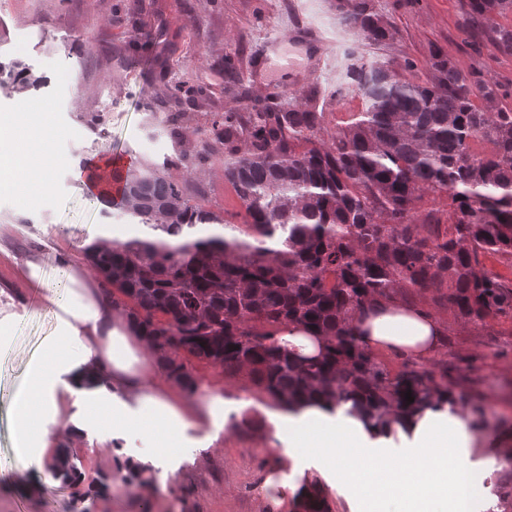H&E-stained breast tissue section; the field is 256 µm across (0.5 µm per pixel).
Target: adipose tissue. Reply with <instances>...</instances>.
Wrapping results in <instances>:
<instances>
[{
  "mask_svg": "<svg viewBox=\"0 0 512 512\" xmlns=\"http://www.w3.org/2000/svg\"><path fill=\"white\" fill-rule=\"evenodd\" d=\"M48 118L33 98L0 114V186L26 199L45 201L53 192L48 163L35 152L51 132ZM47 264L42 257L26 260L16 291L24 299L30 288H40L54 327L14 392L10 468L21 472L31 462L54 459L60 443L99 428L116 442L135 434L150 439L152 453L117 465L123 473L148 470L156 458L181 459L198 433L223 425V398L188 401L145 338L113 310L98 279L64 261L49 288ZM444 334L434 315L396 301L377 303L355 330L373 351L419 360L434 355ZM468 410L465 402L438 404L405 424L375 429L350 404L312 402L272 413L269 422L283 456L295 465L313 463L311 480L342 486L353 512H470L473 488L512 460V446L475 456L485 434Z\"/></svg>",
  "mask_w": 512,
  "mask_h": 512,
  "instance_id": "1",
  "label": "adipose tissue"
}]
</instances>
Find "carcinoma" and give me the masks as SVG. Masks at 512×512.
Returning <instances> with one entry per match:
<instances>
[{
	"label": "carcinoma",
	"mask_w": 512,
	"mask_h": 512,
	"mask_svg": "<svg viewBox=\"0 0 512 512\" xmlns=\"http://www.w3.org/2000/svg\"><path fill=\"white\" fill-rule=\"evenodd\" d=\"M470 26L512 53V0H468ZM370 43L391 31L368 0L344 18ZM341 99L364 109L325 137L312 99L288 110L269 105L212 122V135L182 174L169 163L128 171L121 210L146 232L98 242L87 261L112 307L159 353L167 376L200 388L201 367L221 370L284 410L313 399L349 402L383 428L461 391L462 358L409 359L392 370L352 334L375 300H424L450 320L512 324V107L478 71L464 73L433 53L431 77H398L388 62L344 53ZM41 84L20 60L0 65V88ZM483 141L491 150L478 153ZM224 164V180L244 210L233 224L214 212L200 168ZM427 195L446 197L426 207ZM222 225L226 237L208 231ZM301 326L326 337L315 358L288 351L281 336ZM411 392L414 402L405 400ZM76 455L49 465L66 483L81 479ZM297 512H330L323 491H297Z\"/></svg>",
	"instance_id": "1"
}]
</instances>
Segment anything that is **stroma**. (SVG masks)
<instances>
[{
  "instance_id": "1",
  "label": "stroma",
  "mask_w": 512,
  "mask_h": 512,
  "mask_svg": "<svg viewBox=\"0 0 512 512\" xmlns=\"http://www.w3.org/2000/svg\"><path fill=\"white\" fill-rule=\"evenodd\" d=\"M293 0H0V61L22 60L41 76L29 97L50 105L58 136L44 148L59 156L48 178L53 194L46 203L21 199L0 189V289L20 285L24 261L52 244L70 258L84 259L96 242L97 225H129L116 207L91 203L74 178L75 169L92 158L121 156L134 165L175 160L192 152L211 130L212 121L239 111L235 96L246 87L261 104L282 106L294 95L311 93L329 127L362 111L355 94L332 96L343 64V51L359 47L389 62L399 74L422 81L429 75L433 52L448 55L459 67L488 73L512 107V55L499 53L488 38L467 33L466 0H371L393 30L392 39L368 44L358 28L342 26V12L352 0H309V14L321 16L320 31L306 40L293 39L299 22ZM150 42H143L144 33ZM288 39L289 53L300 65L290 71L258 59L262 42ZM326 53L333 68L314 82L317 53ZM176 77L208 93L199 121L183 130L180 140L152 120L171 111L161 95L163 80ZM213 210L240 213L241 203L215 164L199 172ZM53 329L49 308L29 301L15 323L8 344L0 348V460H9L13 432L7 413L14 389L29 361ZM498 321L486 327L452 325L448 348L466 359L472 371L462 384L476 393L489 421L488 439L501 434L497 418L512 398V351L493 357L489 347L501 331ZM202 384L224 399L226 420L217 441L197 451L195 463L162 460L152 468L154 493L136 498L120 486L112 439L89 431L69 446L78 455L84 478L78 487L56 479L47 464L32 463L38 489L25 492L21 478L0 470V512H285L281 493L299 489L304 477L275 445L268 418L275 404L245 390L241 381L214 369L201 373ZM110 476L107 491L97 489Z\"/></svg>"
}]
</instances>
